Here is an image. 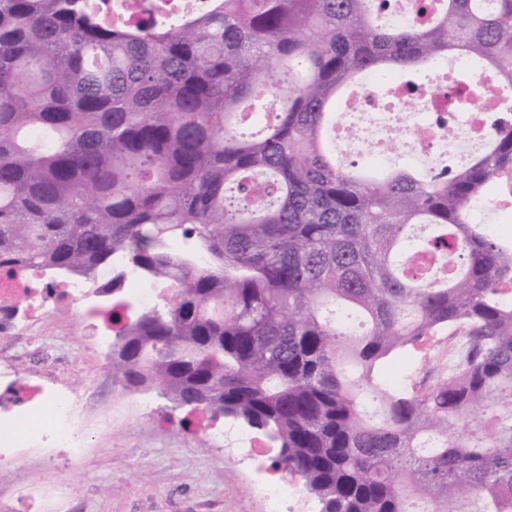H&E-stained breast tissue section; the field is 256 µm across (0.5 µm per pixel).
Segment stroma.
I'll return each mask as SVG.
<instances>
[{"instance_id":"obj_1","label":"stroma","mask_w":512,"mask_h":512,"mask_svg":"<svg viewBox=\"0 0 512 512\" xmlns=\"http://www.w3.org/2000/svg\"><path fill=\"white\" fill-rule=\"evenodd\" d=\"M46 352L19 355L29 383L50 385L74 401L86 421L83 448H26L0 465V504L21 512H264L252 492L275 479L271 456L244 464L207 412L173 409L152 395L150 406L112 380L111 337L99 320L59 308L47 313ZM396 388L427 389L443 373L433 340L404 349L393 361Z\"/></svg>"}]
</instances>
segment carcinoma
I'll list each match as a JSON object with an SVG mask.
<instances>
[{
	"instance_id": "obj_1",
	"label": "carcinoma",
	"mask_w": 512,
	"mask_h": 512,
	"mask_svg": "<svg viewBox=\"0 0 512 512\" xmlns=\"http://www.w3.org/2000/svg\"><path fill=\"white\" fill-rule=\"evenodd\" d=\"M211 0L114 22L94 0H0V276H77L112 321V380L243 424L320 512H512V123L463 164L336 159L338 92L464 54L512 100V0ZM157 288L142 305L124 283ZM426 393L380 376L441 331ZM413 2V0H387L386 10L392 25L408 27L422 20L416 15L412 7ZM503 201L486 202L484 200L476 201L470 208V221L472 224H485L487 228L492 229L498 224H504L503 218L508 216L512 223V200L502 198Z\"/></svg>"
}]
</instances>
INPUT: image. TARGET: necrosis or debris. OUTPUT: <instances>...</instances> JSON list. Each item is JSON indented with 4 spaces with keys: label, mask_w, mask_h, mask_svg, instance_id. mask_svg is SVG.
Segmentation results:
<instances>
[{
    "label": "necrosis or debris",
    "mask_w": 512,
    "mask_h": 512,
    "mask_svg": "<svg viewBox=\"0 0 512 512\" xmlns=\"http://www.w3.org/2000/svg\"><path fill=\"white\" fill-rule=\"evenodd\" d=\"M475 69L476 86L462 95L449 94V66ZM432 80L410 88L393 76H374L362 84L341 111L333 130L345 155L367 154L379 166L401 156L416 161L442 162L449 146L466 157L480 153L493 141L499 113L492 104L500 92L495 80L476 70L464 56L439 62ZM93 289L83 282L46 286L39 274H26L21 282L0 278V338L38 336V324L49 306L80 308ZM76 408L54 403L39 390L23 383L11 363L0 361V420L25 416L33 435L52 430L59 443H69L75 430Z\"/></svg>",
    "instance_id": "obj_1"
}]
</instances>
